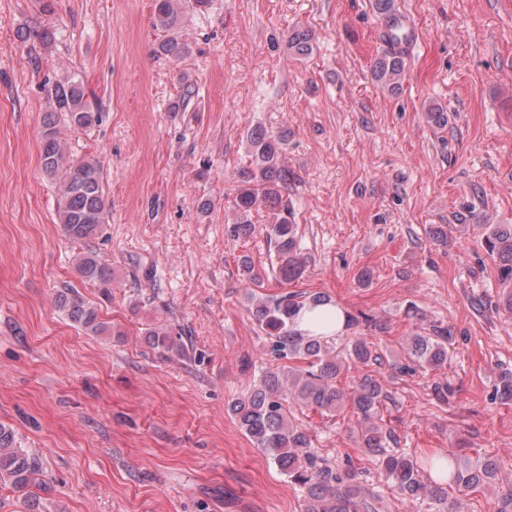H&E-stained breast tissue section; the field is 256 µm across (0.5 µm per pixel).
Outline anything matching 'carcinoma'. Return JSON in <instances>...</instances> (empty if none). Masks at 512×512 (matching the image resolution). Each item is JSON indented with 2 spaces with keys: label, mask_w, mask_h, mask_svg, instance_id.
I'll list each match as a JSON object with an SVG mask.
<instances>
[{
  "label": "carcinoma",
  "mask_w": 512,
  "mask_h": 512,
  "mask_svg": "<svg viewBox=\"0 0 512 512\" xmlns=\"http://www.w3.org/2000/svg\"><path fill=\"white\" fill-rule=\"evenodd\" d=\"M182 0H153V25L169 32L159 43L156 54L179 59L189 53V44L177 35ZM311 35L294 32L288 40L290 49L300 55L308 53ZM405 71L403 54L388 51L372 69L376 81L395 90ZM50 112H62L75 129H84L97 121V113L84 101L81 86L64 80L55 83L48 93ZM249 141V164L240 172L232 200L234 222L227 230L240 238L256 230L253 211L267 206L277 211L276 222L265 226V236L273 244L279 263L280 281L290 284L305 271L306 258L299 252L297 225L288 204V186L294 174L282 159L280 139L265 132H253ZM40 159L42 171L57 185L55 213L66 237L78 242L95 238L106 223L104 173L94 158L69 159L54 121L44 122ZM484 243L498 259V275L507 285L499 307L512 313V225H486ZM239 266L252 285L262 287L263 278L254 272L247 255L238 259ZM76 270L85 282L107 286L112 272L90 251L77 256ZM250 312L270 340V351L279 359L291 362L288 370L266 371L258 385L230 404L241 429L254 444L266 452L289 481L298 486L305 500V512H391L387 499L368 492L354 482L355 472L339 470L312 449L306 428L298 423L293 408H312L336 415L350 408L359 419L357 442L365 455L377 466L386 482L411 506L429 501L436 512H460L461 498L449 491L468 495L492 488L499 480V462L479 454L459 458L453 454L429 457L425 467L403 454L390 451L393 436L383 424L381 408L387 394L379 380L364 368L379 362L373 344L363 336H346L337 343L331 336H311L298 328L303 309L313 311L332 304L330 297L316 293L300 300L285 294L270 299L254 291L249 293ZM54 306L67 318L93 336L109 331L96 306L79 290L68 287L58 292ZM149 343L162 352L179 356L186 353L181 337L166 329L148 332ZM448 331L433 328V335L409 338L410 357L423 369H437L448 361ZM360 372L355 386L346 389L339 377L343 371ZM36 496L46 489L40 457L16 446L14 431L0 423V485Z\"/></svg>",
  "instance_id": "cac0c4a2"
}]
</instances>
